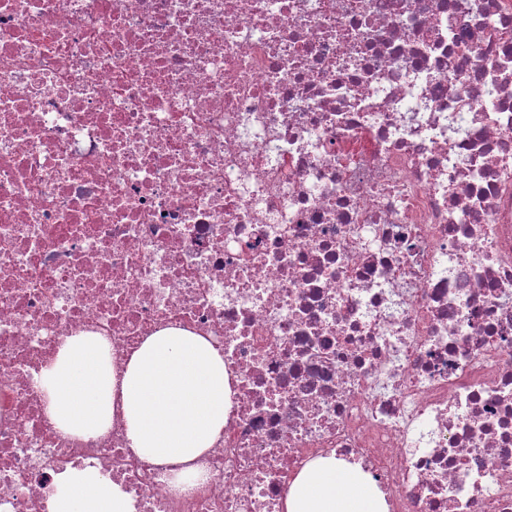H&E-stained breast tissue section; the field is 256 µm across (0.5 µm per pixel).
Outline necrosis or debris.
I'll return each instance as SVG.
<instances>
[{"mask_svg":"<svg viewBox=\"0 0 512 512\" xmlns=\"http://www.w3.org/2000/svg\"><path fill=\"white\" fill-rule=\"evenodd\" d=\"M169 327L231 380L184 490L38 383ZM331 455L384 512H512V0H0V512L70 466L284 512Z\"/></svg>","mask_w":512,"mask_h":512,"instance_id":"4bbe7bcc","label":"necrosis or debris"}]
</instances>
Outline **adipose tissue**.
<instances>
[{"label":"adipose tissue","instance_id":"obj_1","mask_svg":"<svg viewBox=\"0 0 512 512\" xmlns=\"http://www.w3.org/2000/svg\"><path fill=\"white\" fill-rule=\"evenodd\" d=\"M100 336L62 340L39 383L61 431L85 439L104 433L120 402L127 437L138 455L175 465L181 488L198 474L191 463L224 429L229 376L222 355L204 337L179 329L148 336L115 371ZM51 512H135L132 498L95 467L69 468L55 477ZM383 500L359 467L333 457L310 462L293 480L285 512H382Z\"/></svg>","mask_w":512,"mask_h":512}]
</instances>
